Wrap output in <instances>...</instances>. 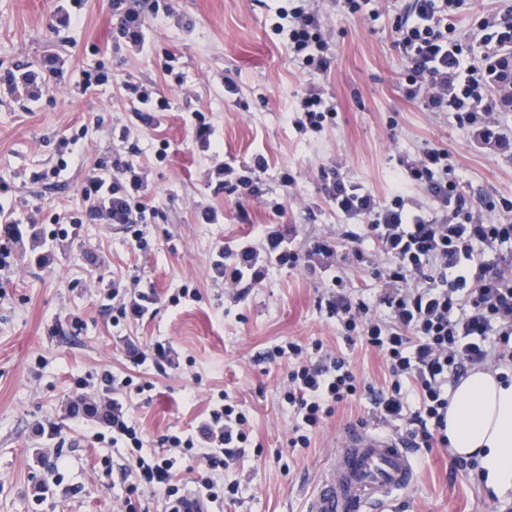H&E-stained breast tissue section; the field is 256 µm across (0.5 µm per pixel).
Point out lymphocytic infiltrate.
<instances>
[{"mask_svg": "<svg viewBox=\"0 0 512 512\" xmlns=\"http://www.w3.org/2000/svg\"><path fill=\"white\" fill-rule=\"evenodd\" d=\"M465 0H408L392 22L393 44L402 60V92L425 111L441 112L461 130L480 126L497 103L512 101V82L498 77L494 65L504 49L512 50V9L477 14L475 30L483 47L473 55L464 45L454 17ZM272 33L285 46L290 61L311 76L291 115L303 134L322 133L336 117V103L320 80L336 60L332 33L315 0H282L275 10ZM397 181L423 189L431 209L408 208L402 194L386 201L339 169L321 170L326 194L337 214L365 223L378 241L383 262L375 270L391 290L377 315L364 300L353 299L336 277V289L325 303L347 342L378 350L390 383L374 398L376 417L402 422L411 446L432 449L448 444V390L474 369L512 371V196L471 201L454 171L450 153L423 147L401 154ZM143 179L130 167L120 176H93L84 190L89 214L103 195L120 200L112 214L116 224H140L145 207L139 201ZM356 375L342 358L328 354L306 361L288 374L284 399L296 423L290 445L308 447L311 434L340 405L359 393ZM209 433L169 436L170 451L157 455L145 448L139 426L116 415L112 431L130 443V464L147 488L162 489L167 508L185 495L173 479L177 460L171 451L195 453L202 466L195 482L214 502L235 493L222 482L225 460L240 456L248 435V419L236 404H216L209 413Z\"/></svg>", "mask_w": 512, "mask_h": 512, "instance_id": "lymphocytic-infiltrate-1", "label": "lymphocytic infiltrate"}]
</instances>
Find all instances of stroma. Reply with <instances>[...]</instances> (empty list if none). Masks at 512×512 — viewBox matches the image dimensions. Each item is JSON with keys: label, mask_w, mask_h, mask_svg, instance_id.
<instances>
[{"label": "stroma", "mask_w": 512, "mask_h": 512, "mask_svg": "<svg viewBox=\"0 0 512 512\" xmlns=\"http://www.w3.org/2000/svg\"><path fill=\"white\" fill-rule=\"evenodd\" d=\"M272 4L132 0L147 26L137 52L112 0H79L68 27L56 19L69 0H0V77L42 73L50 56L66 62L53 93L37 102L0 89V182L8 187L0 203L18 231L35 224L58 244L47 261L17 249L0 268V512H162V491L137 489L128 450L111 443V427L67 416L79 394L116 400L145 447L158 452L167 436L197 434L220 396L238 404L248 442L224 470L238 492L212 512H305L319 465L346 428L405 438L401 423L373 415L370 391L389 382L382 355L347 343L325 310L336 275L374 306L385 285L374 274L375 238L360 244L367 263L345 265L350 244L340 234L352 225L329 203L319 170L341 165L384 200L398 156L437 146L451 153L457 180L477 200L512 193V143L477 148L446 115L407 101L391 16L370 27L338 0H320L336 44L324 84L337 116L320 135L298 133L288 110L310 78L266 25ZM170 55L182 84L163 69ZM97 68L112 82L84 88L85 72ZM228 77L241 104L224 97ZM128 79L154 85L171 110L142 123L120 87ZM201 118L211 127L205 148L195 132ZM66 142L68 166L53 175ZM259 157L265 195L226 196L216 166L249 167ZM117 160L143 177L141 227L87 213L89 178ZM38 171L44 180H34ZM285 174L291 186H282ZM280 228L289 248L303 253L299 266L259 261L261 278L248 288L215 274L223 247L262 254ZM315 237L337 238L336 253L309 252ZM114 290L142 316L121 317L108 298ZM288 341L311 358L322 343L361 386L306 448L289 445L294 420L283 393L292 363L271 355ZM56 449L62 465L54 478ZM413 460L418 481L391 512H512V496L499 498L456 469L448 449L417 448Z\"/></svg>", "instance_id": "1"}]
</instances>
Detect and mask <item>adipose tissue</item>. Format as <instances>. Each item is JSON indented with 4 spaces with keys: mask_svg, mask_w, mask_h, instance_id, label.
Listing matches in <instances>:
<instances>
[{
    "mask_svg": "<svg viewBox=\"0 0 512 512\" xmlns=\"http://www.w3.org/2000/svg\"><path fill=\"white\" fill-rule=\"evenodd\" d=\"M449 449L476 457L479 475L498 495L512 493V375L474 371L448 405Z\"/></svg>",
    "mask_w": 512,
    "mask_h": 512,
    "instance_id": "ef3b65f1",
    "label": "adipose tissue"
}]
</instances>
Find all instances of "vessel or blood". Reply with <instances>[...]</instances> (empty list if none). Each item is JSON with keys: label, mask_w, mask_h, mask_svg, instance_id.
<instances>
[{"label": "vessel or blood", "mask_w": 512, "mask_h": 512, "mask_svg": "<svg viewBox=\"0 0 512 512\" xmlns=\"http://www.w3.org/2000/svg\"><path fill=\"white\" fill-rule=\"evenodd\" d=\"M416 480L405 442L350 427L323 459L306 512H388Z\"/></svg>", "instance_id": "vessel-or-blood-1"}]
</instances>
